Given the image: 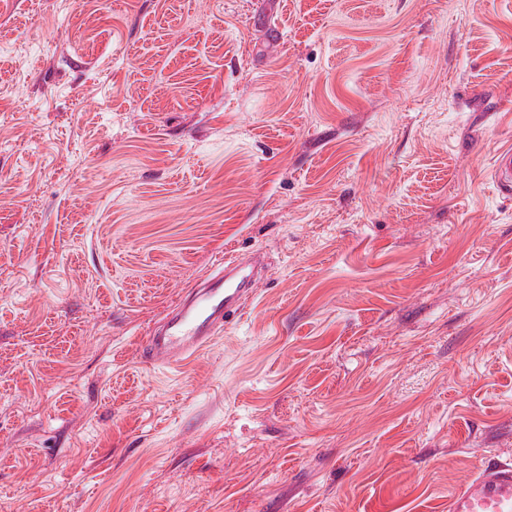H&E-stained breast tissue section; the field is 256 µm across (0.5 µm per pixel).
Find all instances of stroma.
I'll return each mask as SVG.
<instances>
[{
	"mask_svg": "<svg viewBox=\"0 0 512 512\" xmlns=\"http://www.w3.org/2000/svg\"><path fill=\"white\" fill-rule=\"evenodd\" d=\"M510 143L506 0H0V512H448L512 460ZM491 177L501 195L512 196V150L495 154ZM251 254L221 259L146 336L144 353L157 366L173 368L211 344L240 316L262 281Z\"/></svg>",
	"mask_w": 512,
	"mask_h": 512,
	"instance_id": "1",
	"label": "stroma"
}]
</instances>
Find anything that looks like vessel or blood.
<instances>
[{"mask_svg":"<svg viewBox=\"0 0 512 512\" xmlns=\"http://www.w3.org/2000/svg\"><path fill=\"white\" fill-rule=\"evenodd\" d=\"M491 177L500 194L512 196V150L496 153ZM256 266L254 256L245 253L215 264L149 332L147 360L172 368L211 344L254 296L261 281ZM448 512H512V462L489 459L449 495Z\"/></svg>","mask_w":512,"mask_h":512,"instance_id":"obj_1","label":"vessel or blood"}]
</instances>
